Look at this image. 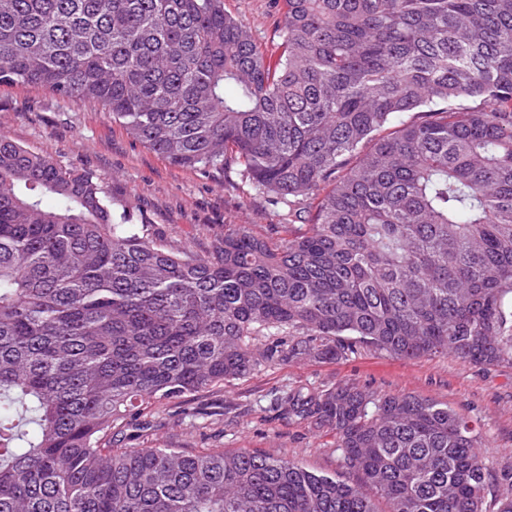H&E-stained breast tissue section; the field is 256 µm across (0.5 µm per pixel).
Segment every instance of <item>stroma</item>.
I'll return each instance as SVG.
<instances>
[{
    "label": "stroma",
    "instance_id": "35a3bbf8",
    "mask_svg": "<svg viewBox=\"0 0 512 512\" xmlns=\"http://www.w3.org/2000/svg\"><path fill=\"white\" fill-rule=\"evenodd\" d=\"M224 10L264 46L276 42L282 0H224ZM0 135L102 178L114 209L173 245L206 253L224 225L248 224L263 235L285 221V208L242 182L236 168L205 175L177 167L133 140L101 107L76 99L0 84ZM339 384L431 398L470 417L489 471L487 512H497L499 500L512 493V362L401 359L359 345L337 361L305 357L265 364L244 378L132 414L120 445L260 452L349 481L353 475L335 433L290 417L279 404L288 392L318 394Z\"/></svg>",
    "mask_w": 512,
    "mask_h": 512
}]
</instances>
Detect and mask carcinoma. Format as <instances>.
I'll use <instances>...</instances> for the list:
<instances>
[{
    "instance_id": "obj_1",
    "label": "carcinoma",
    "mask_w": 512,
    "mask_h": 512,
    "mask_svg": "<svg viewBox=\"0 0 512 512\" xmlns=\"http://www.w3.org/2000/svg\"><path fill=\"white\" fill-rule=\"evenodd\" d=\"M1 83L98 105L179 167L235 164L288 223L200 255L0 136V512H379L364 486L386 512H484L471 421L411 394L281 398L354 482L112 440L357 343L512 360V0H283L272 52L224 0H0Z\"/></svg>"
}]
</instances>
